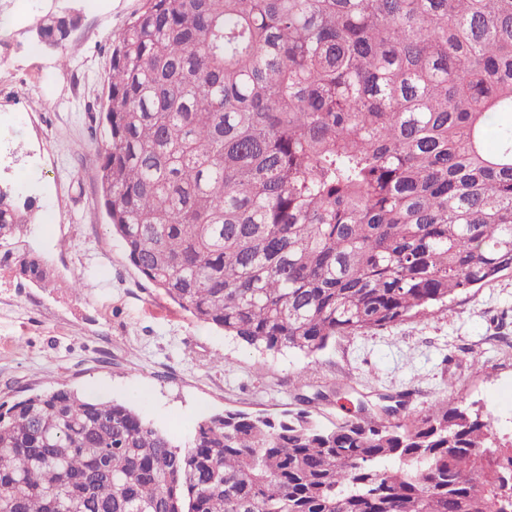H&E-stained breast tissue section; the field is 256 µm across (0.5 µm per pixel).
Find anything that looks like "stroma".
Instances as JSON below:
<instances>
[{
  "label": "stroma",
  "mask_w": 512,
  "mask_h": 512,
  "mask_svg": "<svg viewBox=\"0 0 512 512\" xmlns=\"http://www.w3.org/2000/svg\"><path fill=\"white\" fill-rule=\"evenodd\" d=\"M143 4L0 0V185L30 205L23 239L52 281L42 288L0 271V403L64 381L131 404L183 444L206 414L287 411L298 375L322 386L347 376L362 392L408 393L411 411L481 407L511 433L512 273L434 315L336 338L311 358L200 325L138 273L106 223L95 150L112 46ZM60 8L78 18L66 50L35 46L36 18Z\"/></svg>",
  "instance_id": "stroma-1"
}]
</instances>
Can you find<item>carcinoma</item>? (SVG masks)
<instances>
[{
  "label": "carcinoma",
  "mask_w": 512,
  "mask_h": 512,
  "mask_svg": "<svg viewBox=\"0 0 512 512\" xmlns=\"http://www.w3.org/2000/svg\"><path fill=\"white\" fill-rule=\"evenodd\" d=\"M76 15L37 20L62 49ZM103 205L198 322L313 356L512 271V0H145L112 51ZM0 186V270L47 280ZM226 410L177 444L68 384L0 403L3 512H512V435L467 407Z\"/></svg>",
  "instance_id": "carcinoma-1"
}]
</instances>
